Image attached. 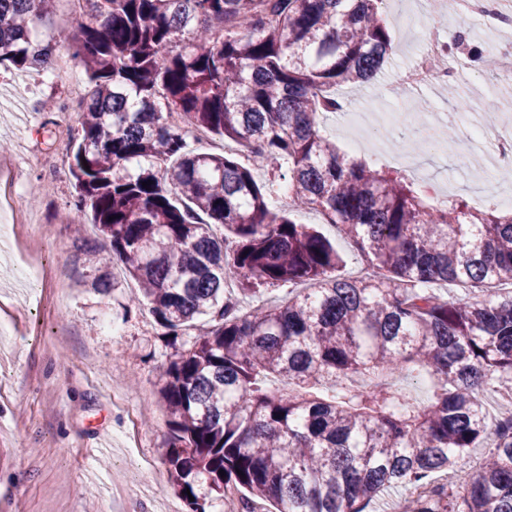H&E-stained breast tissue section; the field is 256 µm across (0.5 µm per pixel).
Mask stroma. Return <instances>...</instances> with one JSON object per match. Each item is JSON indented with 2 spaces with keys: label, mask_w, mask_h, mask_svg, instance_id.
<instances>
[{
  "label": "stroma",
  "mask_w": 512,
  "mask_h": 512,
  "mask_svg": "<svg viewBox=\"0 0 512 512\" xmlns=\"http://www.w3.org/2000/svg\"><path fill=\"white\" fill-rule=\"evenodd\" d=\"M412 6V0H385L394 54L375 83L338 88L351 111L403 108L396 71L417 42L396 20ZM424 25L439 27L448 39L468 31L471 44L492 52L512 41L468 18L440 24L429 17ZM450 66L474 110L498 95V79L470 69L466 57ZM420 96L430 114L416 142L393 145L387 130L372 127L362 156L394 170L401 159L415 160L449 184V197L484 208L488 143L472 140L469 115L448 105L441 86ZM50 98L56 108H43ZM77 101L67 79H48L45 70L0 74V141L9 145L17 194L28 199L33 189L41 191L27 210L43 227L48 271L36 294L21 288L30 243L25 225H18L14 250L0 253V316L11 322L8 335H0V512H187L159 457L169 433L159 389L172 349L148 310L135 305L121 263L93 262L98 231L88 227L78 236L66 222L72 148L81 133ZM451 125L458 129L452 153H430L429 136H442ZM101 279L111 282L109 292L96 289Z\"/></svg>",
  "instance_id": "35a3bbf8"
}]
</instances>
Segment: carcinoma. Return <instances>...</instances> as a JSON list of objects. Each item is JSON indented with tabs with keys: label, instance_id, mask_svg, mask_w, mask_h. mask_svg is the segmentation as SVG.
I'll return each instance as SVG.
<instances>
[{
	"label": "carcinoma",
	"instance_id": "1",
	"mask_svg": "<svg viewBox=\"0 0 512 512\" xmlns=\"http://www.w3.org/2000/svg\"><path fill=\"white\" fill-rule=\"evenodd\" d=\"M53 2L0 0L1 67L52 57ZM83 3L89 22L68 38L88 79L71 223L98 228L171 337L161 460L188 512L232 489L276 512H366L395 484L409 491L400 512H512V417L488 421L479 399L512 394V291L483 293L512 281V209L437 208L321 131L343 109L336 89L386 62L383 0ZM469 61L496 72L491 54ZM169 109L252 166L192 150ZM284 190L293 206L272 209ZM296 208L326 215L377 274L343 275ZM286 283L304 289L242 309ZM415 371L426 404L395 381ZM484 439L472 480L436 481Z\"/></svg>",
	"mask_w": 512,
	"mask_h": 512
}]
</instances>
